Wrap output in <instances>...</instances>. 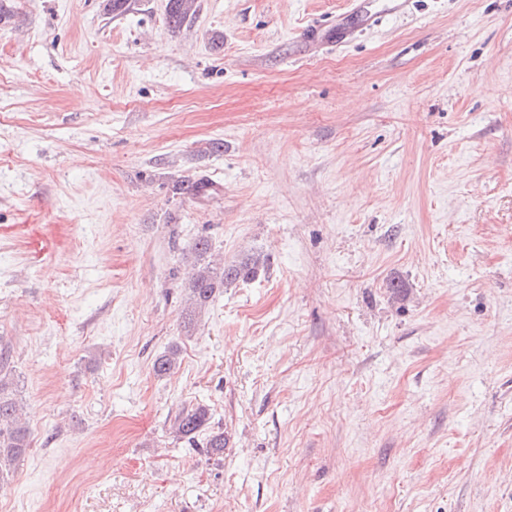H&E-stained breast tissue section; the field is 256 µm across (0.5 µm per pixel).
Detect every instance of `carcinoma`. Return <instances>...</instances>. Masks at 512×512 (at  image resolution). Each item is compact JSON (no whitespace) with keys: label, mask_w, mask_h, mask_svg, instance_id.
Listing matches in <instances>:
<instances>
[{"label":"carcinoma","mask_w":512,"mask_h":512,"mask_svg":"<svg viewBox=\"0 0 512 512\" xmlns=\"http://www.w3.org/2000/svg\"><path fill=\"white\" fill-rule=\"evenodd\" d=\"M199 10V0H167L166 24L169 31L176 33L194 18ZM172 194L208 198L218 192L213 183L205 179L180 177L170 186ZM210 240L200 236L190 249L191 273L188 276V307L185 319L192 321L193 314L213 300L224 287L248 283L266 273L269 265L267 255L260 252L246 254L230 263L216 264L209 260ZM178 363V349H170L153 362V372L162 377L170 373ZM210 411L205 405H197L182 412L175 418L172 434L178 440L185 439L193 444L204 436L206 453L212 456L224 455L230 438L224 430L209 428ZM29 448L28 429L19 415V408L13 393L12 366L10 353L0 348V478L10 469L13 462L24 455Z\"/></svg>","instance_id":"obj_1"}]
</instances>
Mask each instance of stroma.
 Returning <instances> with one entry per match:
<instances>
[{"instance_id": "1", "label": "stroma", "mask_w": 512, "mask_h": 512, "mask_svg": "<svg viewBox=\"0 0 512 512\" xmlns=\"http://www.w3.org/2000/svg\"><path fill=\"white\" fill-rule=\"evenodd\" d=\"M165 3L0 27V512H512V0ZM201 235L270 264L188 325ZM199 7V0H167L166 24L169 31H180L188 20L195 18ZM173 195L191 196L195 198H208L217 194L218 188L212 182L205 179H191L180 177L174 180L170 186ZM10 353L0 348V479L29 448L28 429L13 393ZM210 418L209 408L198 404L189 410L183 411L175 418L171 433L178 440L186 439L189 444H195L200 434H202V436L204 435L205 444L203 448H206V453L212 456H223L224 448H228L230 438L227 434H224V429L209 430Z\"/></svg>"}]
</instances>
